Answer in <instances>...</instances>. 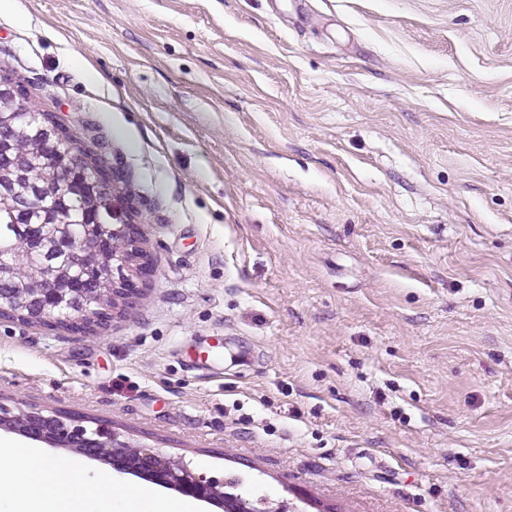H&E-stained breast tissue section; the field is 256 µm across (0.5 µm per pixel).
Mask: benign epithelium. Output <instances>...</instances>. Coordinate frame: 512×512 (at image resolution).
I'll return each mask as SVG.
<instances>
[{
    "label": "benign epithelium",
    "instance_id": "obj_1",
    "mask_svg": "<svg viewBox=\"0 0 512 512\" xmlns=\"http://www.w3.org/2000/svg\"><path fill=\"white\" fill-rule=\"evenodd\" d=\"M68 167L81 175L83 183L75 184L67 176L66 187L78 192L85 186L110 203L112 236L89 235L82 248L75 252L81 262L90 255L112 254V268L123 271L115 278L105 276L95 288H63L51 266L52 255L68 248L69 238L48 231L40 235L39 248L43 256L41 268L30 274L24 287L13 294H0V311L15 308L20 316L56 324L64 322L82 331H102L105 315L130 304L139 285L152 276V265L143 253L141 227L131 223L127 207L118 195L115 174L102 165L95 166L77 151L69 155ZM20 424H8L0 413V426L17 429L24 426V435L32 440L64 445L78 454L102 459L112 468L131 473V454L139 459V471L149 482L175 489L186 496L221 505L224 512H239L235 498L224 494V483L195 472L189 464L162 456L150 448H131L114 433L98 428L89 430L74 423L62 412L44 413L31 410L17 415Z\"/></svg>",
    "mask_w": 512,
    "mask_h": 512
}]
</instances>
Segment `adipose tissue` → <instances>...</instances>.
Listing matches in <instances>:
<instances>
[{
    "label": "adipose tissue",
    "mask_w": 512,
    "mask_h": 512,
    "mask_svg": "<svg viewBox=\"0 0 512 512\" xmlns=\"http://www.w3.org/2000/svg\"><path fill=\"white\" fill-rule=\"evenodd\" d=\"M81 472L80 462L39 448H1L0 512H195L194 500L86 480Z\"/></svg>",
    "instance_id": "adipose-tissue-1"
}]
</instances>
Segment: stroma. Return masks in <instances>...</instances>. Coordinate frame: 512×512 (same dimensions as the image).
Segmentation results:
<instances>
[{"instance_id": "obj_1", "label": "stroma", "mask_w": 512, "mask_h": 512, "mask_svg": "<svg viewBox=\"0 0 512 512\" xmlns=\"http://www.w3.org/2000/svg\"><path fill=\"white\" fill-rule=\"evenodd\" d=\"M0 75L153 275L0 319V406L284 512H512V0H0Z\"/></svg>"}]
</instances>
